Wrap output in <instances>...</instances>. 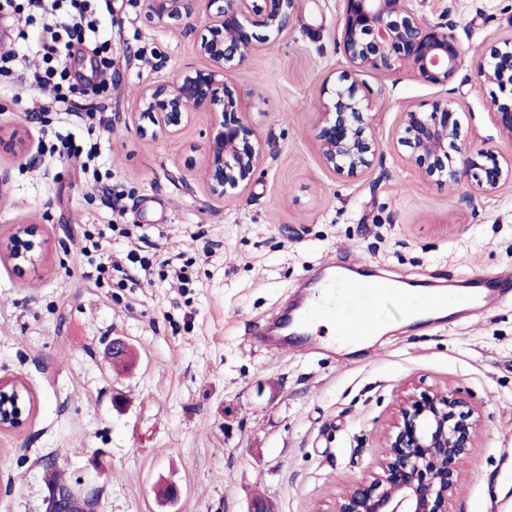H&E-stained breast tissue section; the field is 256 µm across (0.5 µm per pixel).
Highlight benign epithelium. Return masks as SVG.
Returning a JSON list of instances; mask_svg holds the SVG:
<instances>
[{"mask_svg":"<svg viewBox=\"0 0 512 512\" xmlns=\"http://www.w3.org/2000/svg\"><path fill=\"white\" fill-rule=\"evenodd\" d=\"M414 0H344L339 19L340 45L348 69L324 82L327 95L318 118V148L326 168L354 176L368 169L378 150L372 134L373 91L359 81L366 72L406 69L425 84L444 86L462 65L456 38L440 25L426 23ZM301 0H143L147 23L185 28L205 6L208 35L196 44L206 69L179 71L144 87L134 117L136 132L153 139L180 131L195 112H219L208 131L201 174L210 192L226 198L254 180L266 144L248 121L246 98L224 80V72L246 65L275 44L294 24ZM474 78L482 84L512 86V38L497 42L479 57ZM490 109L503 137L512 140V104L494 99ZM461 102L436 99L425 109L400 116L398 142L407 160L436 180L455 186L475 179V189L494 195L512 186V157L487 144H469ZM9 260L15 266L44 260L39 228L15 229ZM31 401L18 381H0V433L27 426ZM479 416L460 391L413 387L401 396L383 438L377 470L347 487L335 512H449L458 486L459 465L473 447Z\"/></svg>","mask_w":512,"mask_h":512,"instance_id":"benign-epithelium-1","label":"benign epithelium"}]
</instances>
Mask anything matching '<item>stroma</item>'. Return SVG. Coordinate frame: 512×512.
<instances>
[{
  "label": "stroma",
  "mask_w": 512,
  "mask_h": 512,
  "mask_svg": "<svg viewBox=\"0 0 512 512\" xmlns=\"http://www.w3.org/2000/svg\"><path fill=\"white\" fill-rule=\"evenodd\" d=\"M414 6L446 25L463 62L447 86L362 74L380 144L363 174L336 175L317 151L321 85L348 67L343 0H303L277 44L226 74L269 143L254 181L230 198L211 195L200 173L216 113L155 139L127 124L144 86L206 68L196 51L205 10L184 30L146 23L142 0L100 13L117 74L110 97L94 92L91 45L68 61L78 103L103 120L92 135L57 112L32 115L19 79L0 76V251L13 227L36 224L48 255L21 270L0 261V379L24 381L34 402L24 432L0 434V512H49L55 475L92 494V512H248L258 496L275 512H334L375 466L412 383L460 390L481 416L452 512L512 504V301L410 324L386 311L368 353L266 341L297 288L334 262L447 290L512 272V187L486 196L439 183L397 143L401 112L448 97L464 105L471 142L512 155L488 108L512 93L472 77L473 60L512 36V0ZM60 132L97 145L99 188L79 158L49 162ZM95 242L118 257L137 250L150 279L92 278L82 249ZM168 258L184 286L172 284ZM116 339L134 353L124 369L112 365ZM164 483L178 486L176 500L157 496Z\"/></svg>",
  "instance_id": "obj_1"
}]
</instances>
